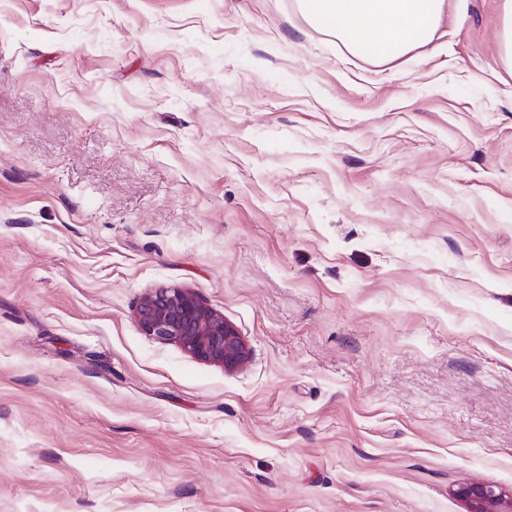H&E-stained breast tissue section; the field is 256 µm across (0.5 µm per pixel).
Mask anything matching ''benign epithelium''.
Listing matches in <instances>:
<instances>
[{
	"label": "benign epithelium",
	"instance_id": "1",
	"mask_svg": "<svg viewBox=\"0 0 512 512\" xmlns=\"http://www.w3.org/2000/svg\"><path fill=\"white\" fill-rule=\"evenodd\" d=\"M136 321L145 335L174 343L227 371L240 368L249 358L248 346L237 329L188 289L159 288L145 295ZM450 494L462 503L464 512H512L511 487L462 482L452 486Z\"/></svg>",
	"mask_w": 512,
	"mask_h": 512
}]
</instances>
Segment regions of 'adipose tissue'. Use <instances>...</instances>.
<instances>
[{
    "label": "adipose tissue",
    "mask_w": 512,
    "mask_h": 512,
    "mask_svg": "<svg viewBox=\"0 0 512 512\" xmlns=\"http://www.w3.org/2000/svg\"><path fill=\"white\" fill-rule=\"evenodd\" d=\"M445 0H300L311 25L328 26L349 49L374 44L403 55L432 39Z\"/></svg>",
    "instance_id": "adipose-tissue-1"
}]
</instances>
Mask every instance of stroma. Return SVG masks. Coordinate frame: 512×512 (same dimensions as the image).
<instances>
[{"mask_svg":"<svg viewBox=\"0 0 512 512\" xmlns=\"http://www.w3.org/2000/svg\"><path fill=\"white\" fill-rule=\"evenodd\" d=\"M499 0L383 63L298 0H0V512H463L512 487ZM187 288L238 370L144 335ZM450 494L464 506L465 512H511L512 488L491 482H462L451 487Z\"/></svg>","mask_w":512,"mask_h":512,"instance_id":"stroma-1","label":"stroma"}]
</instances>
